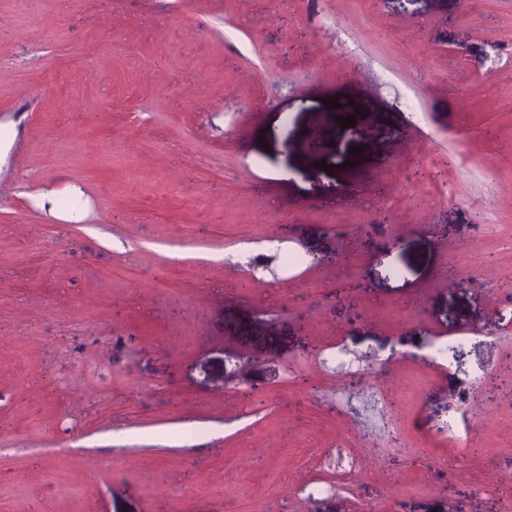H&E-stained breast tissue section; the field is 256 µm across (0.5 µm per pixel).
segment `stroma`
<instances>
[{
    "instance_id": "stroma-1",
    "label": "stroma",
    "mask_w": 512,
    "mask_h": 512,
    "mask_svg": "<svg viewBox=\"0 0 512 512\" xmlns=\"http://www.w3.org/2000/svg\"><path fill=\"white\" fill-rule=\"evenodd\" d=\"M0 132V512H512V0H0Z\"/></svg>"
}]
</instances>
